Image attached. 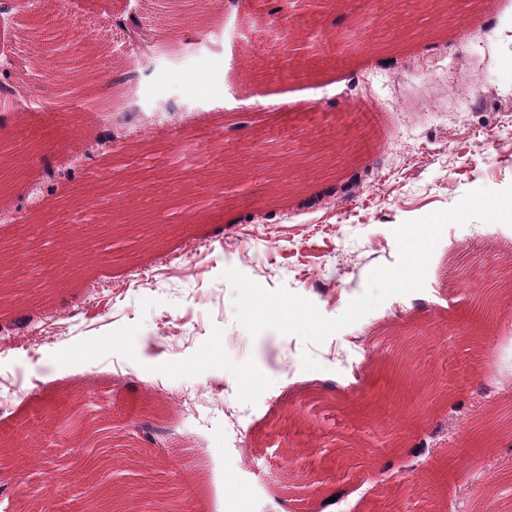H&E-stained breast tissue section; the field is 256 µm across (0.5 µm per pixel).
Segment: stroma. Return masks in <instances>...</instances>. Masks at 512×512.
Instances as JSON below:
<instances>
[{"label":"stroma","mask_w":512,"mask_h":512,"mask_svg":"<svg viewBox=\"0 0 512 512\" xmlns=\"http://www.w3.org/2000/svg\"><path fill=\"white\" fill-rule=\"evenodd\" d=\"M60 2L73 42L101 50V97L131 91L151 132L126 127L101 145L79 94L72 112L43 109L57 59L20 36L24 13L0 23V52L28 89L27 108L0 125L24 162L0 195L11 247L0 312L39 315L0 331V437L13 450L0 463V512H23L35 488L49 489L51 512H83L80 449L52 423L66 399L94 404L92 445L134 501L151 476L195 512H313L329 485L345 492L335 512H512V492L487 496L512 485V446L468 452L484 421L512 419V313L482 321L472 309L512 261V225L443 233L422 290L320 343L250 335L222 277L236 269L335 318L371 271L397 263L400 224L512 185V0H388L377 14L365 0H288L286 39L269 0H234L219 27L168 22L161 0ZM134 8L165 52L140 53L113 26ZM370 98L384 122L361 117ZM316 111L358 125L369 172L309 208ZM49 164L60 170L51 180ZM132 193L158 200L141 232L128 227ZM92 206L103 226L76 265L61 228ZM36 252L48 285L32 307ZM65 277L71 287H56ZM424 375L442 395L419 419ZM37 413L44 423L27 433ZM144 423L155 443L136 435ZM422 442L432 455L412 457Z\"/></svg>","instance_id":"stroma-1"}]
</instances>
